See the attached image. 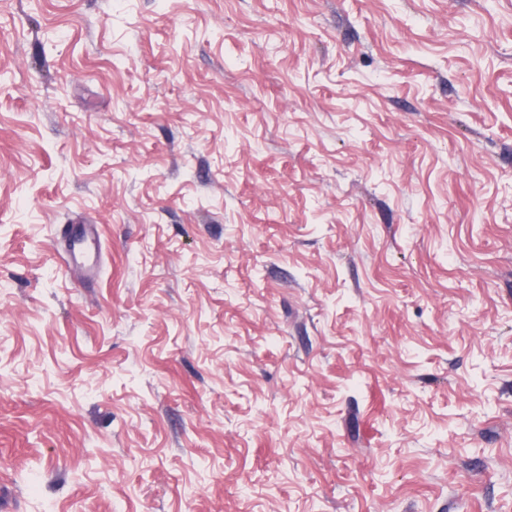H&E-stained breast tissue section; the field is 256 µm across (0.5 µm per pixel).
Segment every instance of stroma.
<instances>
[{
	"label": "stroma",
	"instance_id": "obj_1",
	"mask_svg": "<svg viewBox=\"0 0 512 512\" xmlns=\"http://www.w3.org/2000/svg\"><path fill=\"white\" fill-rule=\"evenodd\" d=\"M0 512H512V0H0ZM99 229L95 224H71L61 241L67 255V262L91 275L96 271L95 257L90 259L88 252L99 244Z\"/></svg>",
	"mask_w": 512,
	"mask_h": 512
}]
</instances>
